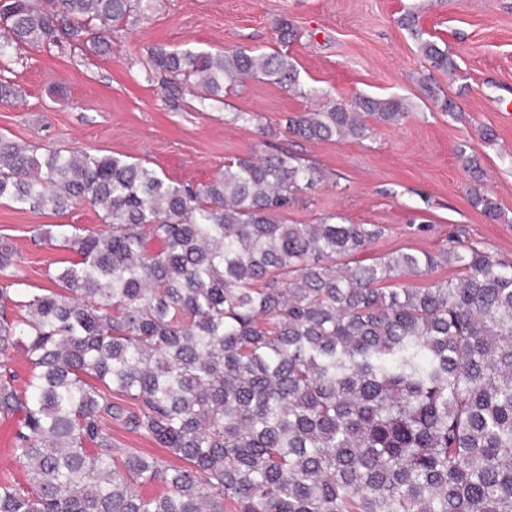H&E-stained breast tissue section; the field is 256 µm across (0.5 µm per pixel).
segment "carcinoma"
Here are the masks:
<instances>
[{"instance_id": "1", "label": "carcinoma", "mask_w": 512, "mask_h": 512, "mask_svg": "<svg viewBox=\"0 0 512 512\" xmlns=\"http://www.w3.org/2000/svg\"><path fill=\"white\" fill-rule=\"evenodd\" d=\"M153 8L0 0V72L27 48L105 54ZM401 24L432 69L458 70L414 14ZM157 75L199 111L249 77L297 82L288 54L247 48L156 45ZM421 85L456 117L431 75ZM408 114L403 99L357 97L287 126L309 141L363 139L366 117ZM458 160L483 179L474 151L460 146ZM320 179L282 149L192 185L123 155L0 134V200L57 213L86 201L107 226L39 233L79 257L39 293L19 287L17 250L0 239V415L16 419L21 472L0 482V512H512V263L459 243L352 265L382 225L280 219ZM469 202L498 218L480 191ZM442 264L456 275L401 281ZM114 423L181 464L117 450Z\"/></svg>"}]
</instances>
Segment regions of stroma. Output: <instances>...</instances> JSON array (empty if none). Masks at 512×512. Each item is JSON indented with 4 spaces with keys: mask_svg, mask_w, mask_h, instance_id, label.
Here are the masks:
<instances>
[{
    "mask_svg": "<svg viewBox=\"0 0 512 512\" xmlns=\"http://www.w3.org/2000/svg\"><path fill=\"white\" fill-rule=\"evenodd\" d=\"M410 11L459 67L452 76L434 75L460 106L459 118L442 113L418 84L426 63L400 25ZM283 18L295 31L286 41L276 27ZM156 45L281 51L299 82L288 89L251 79L225 94L223 105L200 112L192 95L170 97L146 79ZM9 79L21 94L0 98V134L17 141L119 153L194 184L212 179L227 160L283 148L322 174L282 213L284 223L313 224L333 212L384 226L356 262L398 250L440 253L455 241L512 262V0H158L150 20L114 33L108 54L57 57L30 49ZM358 95L403 97L411 111L397 124L367 117L362 140L307 141L285 128L290 116ZM486 127L496 134L489 143L480 135ZM463 145L481 160L483 189L499 220L469 203L475 183L457 159ZM56 224L84 233L104 228L87 203L54 213L0 201V236L17 247L15 272L30 291L50 287V275L74 258L37 241L41 229Z\"/></svg>",
    "mask_w": 512,
    "mask_h": 512,
    "instance_id": "stroma-1",
    "label": "stroma"
}]
</instances>
